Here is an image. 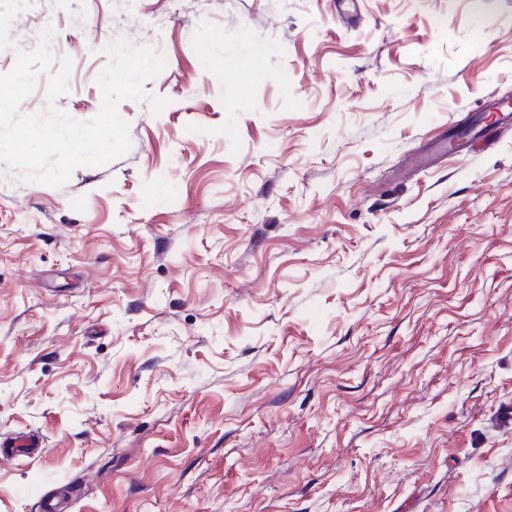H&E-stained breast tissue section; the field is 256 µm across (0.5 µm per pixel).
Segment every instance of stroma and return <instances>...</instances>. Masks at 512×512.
<instances>
[{
    "label": "stroma",
    "mask_w": 512,
    "mask_h": 512,
    "mask_svg": "<svg viewBox=\"0 0 512 512\" xmlns=\"http://www.w3.org/2000/svg\"><path fill=\"white\" fill-rule=\"evenodd\" d=\"M130 151L0 163V512H512V0H29ZM165 98L153 112L148 99Z\"/></svg>",
    "instance_id": "1"
}]
</instances>
